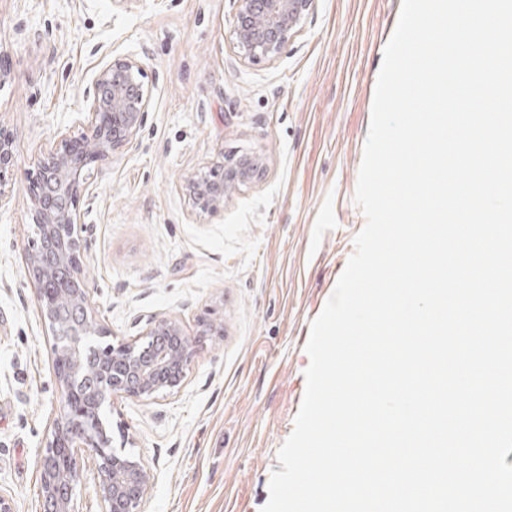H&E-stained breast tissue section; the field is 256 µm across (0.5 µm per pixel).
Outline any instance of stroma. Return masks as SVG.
I'll use <instances>...</instances> for the list:
<instances>
[{
	"mask_svg": "<svg viewBox=\"0 0 512 512\" xmlns=\"http://www.w3.org/2000/svg\"><path fill=\"white\" fill-rule=\"evenodd\" d=\"M401 0H317L274 61L233 49L234 0H0V494L39 512V458L60 410L52 338L22 253L41 154L75 131L99 71L138 59L151 104L128 148L91 164L78 210L96 318L112 341L149 320L197 337L184 388L122 398L114 439L153 478L146 512H261L291 434L310 324L366 219L354 202L374 90ZM220 153L266 170L216 212L187 179ZM224 327L198 338L202 321Z\"/></svg>",
	"mask_w": 512,
	"mask_h": 512,
	"instance_id": "35a3bbf8",
	"label": "stroma"
}]
</instances>
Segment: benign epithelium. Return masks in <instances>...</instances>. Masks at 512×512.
<instances>
[{"label": "benign epithelium", "instance_id": "7a95c632", "mask_svg": "<svg viewBox=\"0 0 512 512\" xmlns=\"http://www.w3.org/2000/svg\"><path fill=\"white\" fill-rule=\"evenodd\" d=\"M238 57L273 61L299 32L316 0H236ZM150 97L144 69L133 58H115L98 73L93 97L81 113L77 133H64L39 161L32 186L37 239L24 249L29 279L52 336L54 374L61 410L39 462L40 512H81L75 500L80 481L76 456L96 462L93 481L100 512H145L150 473L143 460L111 447L99 427L102 409L117 397L151 398L179 392L190 370L196 341L169 318L148 323L135 340L101 347L96 336L110 331L98 323L84 277L85 242L78 203L84 171L136 138ZM16 146L0 126V173L15 166ZM261 157L221 158L187 183L189 199L213 211L239 186L260 177ZM112 354L94 374L81 360Z\"/></svg>", "mask_w": 512, "mask_h": 512}]
</instances>
